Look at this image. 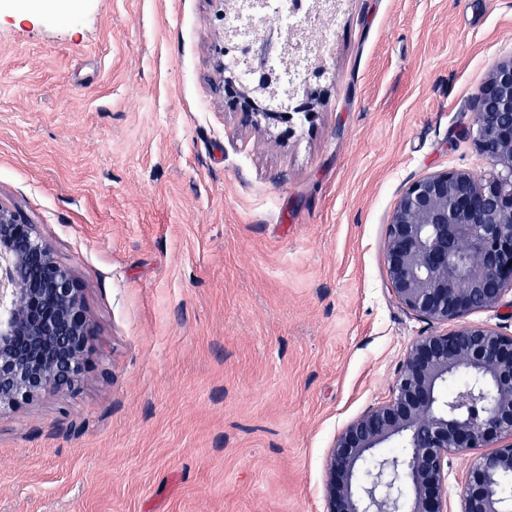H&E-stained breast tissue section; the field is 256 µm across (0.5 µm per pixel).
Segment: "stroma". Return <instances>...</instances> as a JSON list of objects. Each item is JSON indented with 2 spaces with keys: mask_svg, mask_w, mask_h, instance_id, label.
Listing matches in <instances>:
<instances>
[{
  "mask_svg": "<svg viewBox=\"0 0 512 512\" xmlns=\"http://www.w3.org/2000/svg\"><path fill=\"white\" fill-rule=\"evenodd\" d=\"M224 0H0V205L93 328L71 390L0 413V512H325L336 435L412 343L388 217L487 172L474 97L512 0H348L310 122L242 124Z\"/></svg>",
  "mask_w": 512,
  "mask_h": 512,
  "instance_id": "stroma-1",
  "label": "stroma"
}]
</instances>
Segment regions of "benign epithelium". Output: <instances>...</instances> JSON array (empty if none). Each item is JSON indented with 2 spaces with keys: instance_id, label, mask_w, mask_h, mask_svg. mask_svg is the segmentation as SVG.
<instances>
[{
  "instance_id": "1",
  "label": "benign epithelium",
  "mask_w": 512,
  "mask_h": 512,
  "mask_svg": "<svg viewBox=\"0 0 512 512\" xmlns=\"http://www.w3.org/2000/svg\"><path fill=\"white\" fill-rule=\"evenodd\" d=\"M344 0H311L309 23L273 36L224 69V94L242 95L243 122L297 125L312 116V82L325 72V42L311 26ZM268 0H224L262 22ZM298 58L311 81L285 89L270 79L273 48ZM250 75L243 81L242 74ZM471 135L493 166L487 176L446 170L412 183L388 218L385 262L395 299L433 323L499 305L512 286V58L475 95ZM92 331L69 268L24 214L0 205V413L75 386ZM499 440L480 455L461 494L462 512H512V334L464 325L417 339L391 399L348 423L326 464V512H448V458Z\"/></svg>"
}]
</instances>
